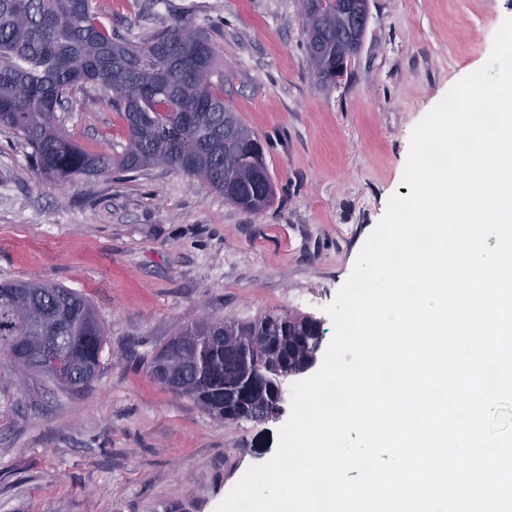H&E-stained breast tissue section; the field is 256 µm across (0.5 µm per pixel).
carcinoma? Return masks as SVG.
<instances>
[{"instance_id":"carcinoma-1","label":"carcinoma","mask_w":512,"mask_h":512,"mask_svg":"<svg viewBox=\"0 0 512 512\" xmlns=\"http://www.w3.org/2000/svg\"><path fill=\"white\" fill-rule=\"evenodd\" d=\"M355 26L302 9L316 83L336 82V43L357 51L369 0H356ZM217 54L189 16L142 42L107 29L94 0H0V126L31 148L39 173L58 182L164 165L208 183L224 201L260 212L274 200L262 146L224 104L212 75ZM111 103L126 130L118 155L78 147L56 124V112L86 86ZM56 344L68 379L85 388L95 376L103 330L88 300L61 285L0 284V352L23 374H46L42 342ZM321 341L300 314L258 320L204 321L183 329L154 355L153 379L214 418L238 423L251 407L277 399L282 375L302 370L308 346Z\"/></svg>"}]
</instances>
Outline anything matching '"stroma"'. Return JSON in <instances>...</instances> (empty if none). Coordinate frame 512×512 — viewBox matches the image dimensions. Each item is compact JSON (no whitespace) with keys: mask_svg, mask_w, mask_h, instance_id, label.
I'll return each instance as SVG.
<instances>
[{"mask_svg":"<svg viewBox=\"0 0 512 512\" xmlns=\"http://www.w3.org/2000/svg\"><path fill=\"white\" fill-rule=\"evenodd\" d=\"M138 40L181 16L218 53L212 81L263 146L272 204L243 211L156 167L58 184L0 128V282L41 280L88 299L104 331L79 391L16 379L0 357V512H216L274 454L290 413L227 424L155 382L154 353L185 327L325 308L403 189L414 126L489 58L512 0H370L363 44L316 84L298 0H99ZM58 118L74 141L121 153L111 105L85 92Z\"/></svg>","mask_w":512,"mask_h":512,"instance_id":"obj_1","label":"stroma"}]
</instances>
